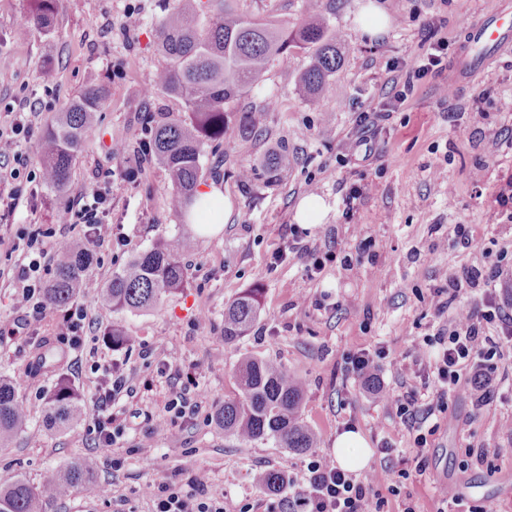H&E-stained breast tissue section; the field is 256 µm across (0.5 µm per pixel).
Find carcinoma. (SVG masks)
Here are the masks:
<instances>
[{
    "instance_id": "obj_1",
    "label": "carcinoma",
    "mask_w": 512,
    "mask_h": 512,
    "mask_svg": "<svg viewBox=\"0 0 512 512\" xmlns=\"http://www.w3.org/2000/svg\"><path fill=\"white\" fill-rule=\"evenodd\" d=\"M28 23L40 34L51 33L49 18L56 0H31ZM232 0H207V11L196 0H182L162 21L157 49L165 65L156 74V86L179 98L184 112L152 128L148 145L140 150L147 160L165 168L172 183L171 210L190 214L194 188L202 175L204 147L255 136L267 118V107L237 111L239 99L261 82L269 61L284 54L288 44L311 52V64L301 77V89L312 100L330 85L343 56L344 36L326 18L314 14L292 32L273 20L259 21L236 12ZM106 89L90 86L43 134L40 161L44 186L58 194L67 186L83 146L92 133L96 112ZM293 164L282 150L270 151L263 161L273 179ZM187 239L161 238L131 257L99 288L98 301L117 313L157 307L170 293L186 286L187 269L181 256ZM89 249L76 238L60 248L47 299L57 309L68 306L87 282ZM261 290L250 288L224 311V342L247 335L261 317ZM238 393L215 412L224 437L241 443L271 441L279 448L304 452L314 436L302 419L305 382L272 359L247 356L236 368ZM84 407L72 389L60 385L45 409L50 426L60 430L77 424ZM27 410L9 383L0 380V442L26 426ZM81 461L47 469L38 485L23 478L0 483V512H44L47 502L89 481Z\"/></svg>"
}]
</instances>
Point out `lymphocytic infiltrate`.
I'll return each instance as SVG.
<instances>
[{
    "mask_svg": "<svg viewBox=\"0 0 512 512\" xmlns=\"http://www.w3.org/2000/svg\"><path fill=\"white\" fill-rule=\"evenodd\" d=\"M32 129L24 119H17L10 132H0V179L16 178L27 164L21 149L23 140L29 139ZM108 188L93 185L72 207L75 223L84 226L83 234L87 243L98 246L112 239V224L105 207ZM0 247L7 252L26 250L29 262H19L0 268V279L15 284L17 292L14 304L24 316L23 322L0 321V337L13 336L24 325L44 321L47 315L45 288L40 276L42 263L52 260L39 232H17L10 237L0 234ZM512 276V260L497 261L464 270L462 281L448 282L434 289L432 300L438 313H445L455 303L461 283L471 287H485L486 292L476 304L456 318L457 325L452 329H439L427 340L428 346L436 347V381L438 387L432 403L420 404L416 391L389 397L400 420L414 431L413 443L423 449L428 445L422 424L426 416L434 412L446 411L448 394L458 385L463 374H471L478 392V406L489 405L493 400L492 384L496 378V360L503 345L512 342V311L506 310L494 285L501 278ZM127 379L118 364L108 368V380L98 387L92 397L91 422L96 434V445L111 447L117 430L113 426L112 406L126 389ZM308 481L306 489L295 497L279 494L269 495L266 512H370V505L384 507L386 499L377 495L374 477L354 479L325 458L317 457L307 465Z\"/></svg>",
    "mask_w": 512,
    "mask_h": 512,
    "instance_id": "f902f5d3",
    "label": "lymphocytic infiltrate"
}]
</instances>
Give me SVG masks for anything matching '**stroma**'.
<instances>
[{
  "label": "stroma",
  "instance_id": "obj_1",
  "mask_svg": "<svg viewBox=\"0 0 512 512\" xmlns=\"http://www.w3.org/2000/svg\"><path fill=\"white\" fill-rule=\"evenodd\" d=\"M499 1L512 11V0H234L241 13L291 29L307 14L322 13L345 33L346 52L319 101L301 90L310 54L294 46L241 97L239 111L265 105L269 113L253 139L206 147L201 182L219 185L231 210L222 230L205 236L174 216L163 167L151 162L139 178L127 175L131 149L145 138L143 114L160 122L183 110L181 100L154 86L164 64L157 27L168 0H58L49 37L28 26L29 0H0V127L9 128L20 104L28 103L34 131L23 145L27 167L15 228L53 227L47 247L57 250L82 232L69 222L68 208L99 182L110 188L106 206L116 241L93 248L90 278L107 281L159 238L192 239L186 288L157 308L116 313L80 292L93 320L81 365L71 364L56 340L62 313L54 308L41 324L0 342V375L13 380L30 416L26 428L0 445V483L21 477L35 485L47 468L80 460L90 469L89 484L48 512H154L150 485L170 482L191 494L190 477L202 469L206 501L224 512H264L269 491L256 474L288 476L280 493L296 496L307 484L312 456L334 460L337 436L354 430L372 451L367 469L377 472L390 512H441L439 487L448 482L468 491L477 512H512V433L502 426L512 419V348L502 350L490 406L477 408L476 391L461 380L447 412L424 422L430 436L421 453L377 392L382 385L395 394L416 390L423 403L432 399L435 351L425 339L449 327L458 310L437 314L433 288L500 253L512 256V43L478 75L458 70L471 27ZM370 4L390 18L375 37L359 26ZM131 13L137 25L130 29ZM440 41L446 47L438 69L419 74L428 49ZM47 69L53 81H45ZM94 84L108 96L59 196L40 179L39 142L52 117ZM402 89L406 99L395 101ZM363 112L372 114L373 126L359 125ZM119 141L128 150L116 155L112 145ZM274 148L288 151L296 164L270 180L260 164ZM243 164L257 168L247 189L237 178ZM353 190L359 197L351 207L346 197ZM313 194L327 214L309 225L308 242L317 253L334 255L311 273L306 259L289 254L282 227ZM458 224L470 226V246L458 243ZM278 252L287 258L276 265ZM249 288L261 289L263 314L247 336L225 343L224 310ZM115 325L130 336L129 346L113 347L108 333ZM46 348L53 358L44 364L39 354ZM362 351L379 362L377 385L349 369L348 357ZM246 356L277 359L304 379L302 413L317 436L314 448L297 453L265 441L242 444L216 426L214 412L235 396V369ZM113 362L122 365L131 389L112 408L123 429L116 443L96 447L86 418L65 431L49 429L44 407L59 384L90 401ZM184 389L195 410L166 412V402ZM385 444L393 449L386 462L379 454ZM478 448L486 450L485 460L476 459ZM402 469L411 470L409 479L399 480ZM393 484L399 496H389Z\"/></svg>",
  "mask_w": 512,
  "mask_h": 512
}]
</instances>
